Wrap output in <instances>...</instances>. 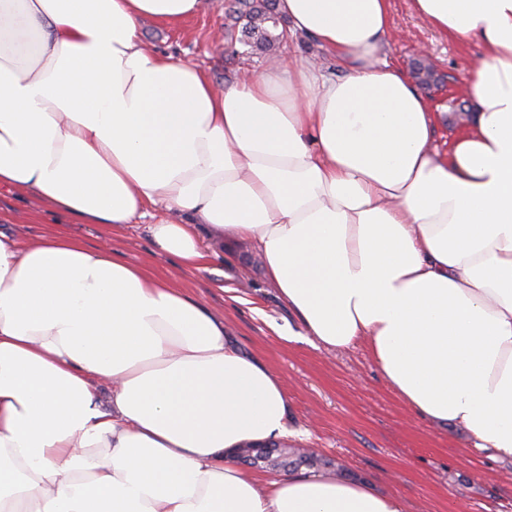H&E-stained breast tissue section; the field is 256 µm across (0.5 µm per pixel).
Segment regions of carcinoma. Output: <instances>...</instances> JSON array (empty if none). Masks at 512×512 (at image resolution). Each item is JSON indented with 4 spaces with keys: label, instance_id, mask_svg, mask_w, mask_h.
Instances as JSON below:
<instances>
[{
    "label": "carcinoma",
    "instance_id": "1",
    "mask_svg": "<svg viewBox=\"0 0 512 512\" xmlns=\"http://www.w3.org/2000/svg\"><path fill=\"white\" fill-rule=\"evenodd\" d=\"M237 41L253 51L266 53L288 42L290 34L285 19L277 12L275 0H236L228 10ZM241 462L251 467L271 466L288 472L320 469L330 465L304 448H282L278 444L250 445L240 450Z\"/></svg>",
    "mask_w": 512,
    "mask_h": 512
}]
</instances>
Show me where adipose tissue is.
<instances>
[{
    "label": "adipose tissue",
    "mask_w": 512,
    "mask_h": 512,
    "mask_svg": "<svg viewBox=\"0 0 512 512\" xmlns=\"http://www.w3.org/2000/svg\"><path fill=\"white\" fill-rule=\"evenodd\" d=\"M412 2L481 49L444 154L390 0H277L341 74L295 56L220 93L138 30L201 0H0V188L104 230L165 207L153 251L188 268L253 242L320 348L366 341L416 414L512 459V0ZM288 412L222 316L108 238L0 232V512H405L240 464L303 440Z\"/></svg>",
    "instance_id": "adipose-tissue-1"
}]
</instances>
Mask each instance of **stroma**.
<instances>
[{
  "label": "stroma",
  "instance_id": "1",
  "mask_svg": "<svg viewBox=\"0 0 512 512\" xmlns=\"http://www.w3.org/2000/svg\"><path fill=\"white\" fill-rule=\"evenodd\" d=\"M391 14L388 59L407 70L419 50H427L439 77L427 94L442 114L436 144L447 150L446 116L464 100L471 61L479 49L446 39L417 16L411 0H391ZM227 24L224 0H206L177 26L146 19L140 33L156 51L204 70L219 89L299 54L316 57L331 69L336 66L303 34L289 38L276 54L228 63ZM163 216L162 210L153 209L136 218L133 226L113 234V249L124 260L141 262L151 249L149 227ZM63 223L75 236L96 243L95 225L68 222L34 196L0 189L1 231L23 224L30 236L38 237ZM152 269L223 315L238 347L281 376L291 427L309 430L307 447L337 460L355 480L401 497L406 512H512V460L474 447L462 425L439 426L414 414L389 386L366 344L332 354L317 349L304 338L299 319L268 281L250 243L228 244L197 269L184 267L175 256L158 255ZM289 333L294 336L290 342L285 339Z\"/></svg>",
  "mask_w": 512,
  "mask_h": 512
}]
</instances>
